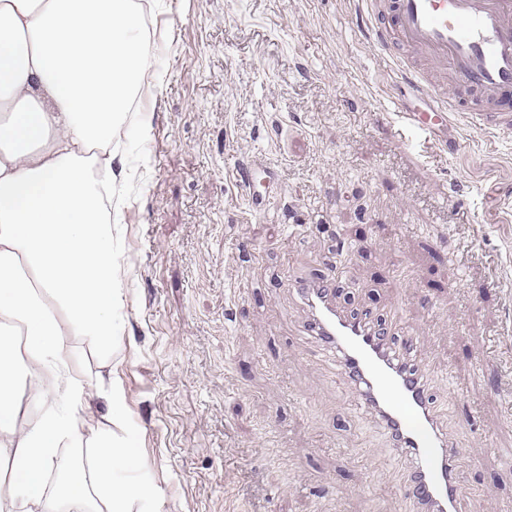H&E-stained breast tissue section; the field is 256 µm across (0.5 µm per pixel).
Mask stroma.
<instances>
[{"instance_id": "35a3bbf8", "label": "stroma", "mask_w": 512, "mask_h": 512, "mask_svg": "<svg viewBox=\"0 0 512 512\" xmlns=\"http://www.w3.org/2000/svg\"><path fill=\"white\" fill-rule=\"evenodd\" d=\"M165 74L116 187L128 427L164 512H409L373 415L302 335L292 281L422 346L469 453L465 512H512V133L416 106L364 0H149ZM266 178L252 209L239 170Z\"/></svg>"}]
</instances>
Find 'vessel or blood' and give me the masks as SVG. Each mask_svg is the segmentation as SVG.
Returning <instances> with one entry per match:
<instances>
[{"instance_id":"obj_1","label":"vessel or blood","mask_w":512,"mask_h":512,"mask_svg":"<svg viewBox=\"0 0 512 512\" xmlns=\"http://www.w3.org/2000/svg\"><path fill=\"white\" fill-rule=\"evenodd\" d=\"M385 49H403L448 72L440 94L426 77L403 67L421 107L403 111L407 125L431 134L452 112L472 125L512 130V0H367ZM311 309L307 335L347 380L358 409L375 415L395 452L405 459L411 512H463L459 467L465 456L443 426L420 368L422 348L410 336L395 340L394 323L347 314L332 303L329 279L299 280Z\"/></svg>"}]
</instances>
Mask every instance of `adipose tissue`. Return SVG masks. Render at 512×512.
<instances>
[{
	"label": "adipose tissue",
	"instance_id": "adipose-tissue-1",
	"mask_svg": "<svg viewBox=\"0 0 512 512\" xmlns=\"http://www.w3.org/2000/svg\"><path fill=\"white\" fill-rule=\"evenodd\" d=\"M156 74L140 0H0V512H161L128 475L107 207L127 177L126 112ZM88 347L108 373L85 370ZM24 383L44 411L22 426Z\"/></svg>",
	"mask_w": 512,
	"mask_h": 512
}]
</instances>
